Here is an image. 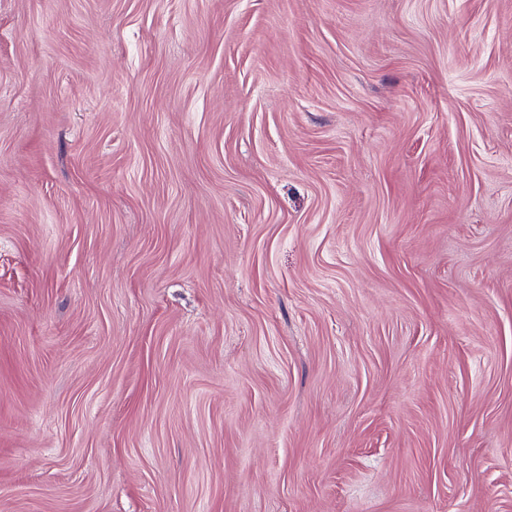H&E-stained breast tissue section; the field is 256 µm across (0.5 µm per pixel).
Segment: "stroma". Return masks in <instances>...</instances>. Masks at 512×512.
Listing matches in <instances>:
<instances>
[{"mask_svg": "<svg viewBox=\"0 0 512 512\" xmlns=\"http://www.w3.org/2000/svg\"><path fill=\"white\" fill-rule=\"evenodd\" d=\"M0 512H512V0H0Z\"/></svg>", "mask_w": 512, "mask_h": 512, "instance_id": "1", "label": "stroma"}]
</instances>
